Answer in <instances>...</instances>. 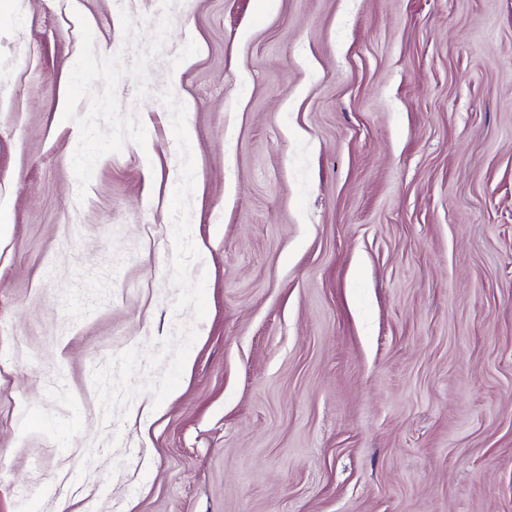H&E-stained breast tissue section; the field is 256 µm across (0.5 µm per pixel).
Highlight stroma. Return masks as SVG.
Here are the masks:
<instances>
[{
	"mask_svg": "<svg viewBox=\"0 0 512 512\" xmlns=\"http://www.w3.org/2000/svg\"><path fill=\"white\" fill-rule=\"evenodd\" d=\"M0 512H512V0H0Z\"/></svg>",
	"mask_w": 512,
	"mask_h": 512,
	"instance_id": "obj_1",
	"label": "stroma"
}]
</instances>
